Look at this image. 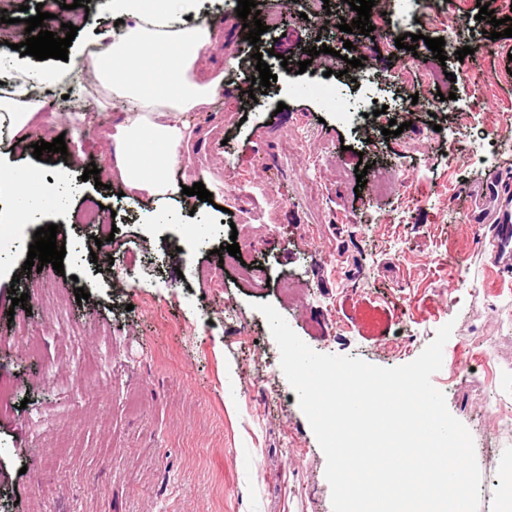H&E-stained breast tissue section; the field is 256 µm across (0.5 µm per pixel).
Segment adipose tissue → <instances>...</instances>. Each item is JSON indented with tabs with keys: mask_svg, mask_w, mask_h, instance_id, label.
I'll list each match as a JSON object with an SVG mask.
<instances>
[{
	"mask_svg": "<svg viewBox=\"0 0 512 512\" xmlns=\"http://www.w3.org/2000/svg\"><path fill=\"white\" fill-rule=\"evenodd\" d=\"M100 7L127 24L106 32L109 59L98 77L113 99L132 106L113 126L109 172L131 195L193 208L174 171L185 163L193 114L224 87L223 72L209 64L221 35L201 18L202 0H102ZM87 66L81 50L69 53L64 68L49 69L0 45V79L11 83L0 95V192L7 196L8 223L31 224L42 211L65 205L60 183L46 181L38 167L12 162L10 152L44 119L35 91L61 86Z\"/></svg>",
	"mask_w": 512,
	"mask_h": 512,
	"instance_id": "adipose-tissue-1",
	"label": "adipose tissue"
}]
</instances>
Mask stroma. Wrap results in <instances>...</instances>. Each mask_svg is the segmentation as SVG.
<instances>
[{
  "label": "stroma",
  "instance_id": "35a3bbf8",
  "mask_svg": "<svg viewBox=\"0 0 512 512\" xmlns=\"http://www.w3.org/2000/svg\"><path fill=\"white\" fill-rule=\"evenodd\" d=\"M73 2L10 0L7 31L23 38V5L62 23L81 18L80 43L113 27L110 14ZM500 2L414 0L426 36L442 37V19L455 16L457 47L491 45L442 62L427 48L413 57L312 25L301 17L308 0H285L282 19L252 45L231 0H204L224 31L210 64L237 84L200 113L184 149L186 184L222 185L217 204L191 213L83 180L89 164L106 166L122 111L103 87L85 92L88 116L31 127L33 141L65 139L66 154L39 165L48 181L67 174L68 204L0 238V382L13 389L0 405V512H332L325 455L260 303L315 351L382 367L413 361L453 323L432 383L473 437L479 512H500L512 467V273L493 265L490 228L473 231L465 205L489 173L512 172V150L496 145L512 130L495 122L512 105V37L488 39L477 17ZM347 41L346 58L330 57ZM319 42L326 52L308 57ZM258 52L277 80L253 99ZM361 56L364 66L348 68ZM440 67L455 81L428 83ZM330 89L341 99L325 98ZM449 92L453 110L430 115L428 103ZM366 97L404 131L385 138L379 121L348 111ZM382 168L401 177L392 191L375 187ZM89 198L114 213L113 241L96 244L77 223ZM51 224L63 272L24 274L37 227ZM233 241L268 285L221 267L216 250ZM457 257L461 280L446 266ZM78 286L87 300L77 301ZM16 292L27 308L12 309ZM463 351L471 369L453 374Z\"/></svg>",
  "mask_w": 512,
  "mask_h": 512
}]
</instances>
